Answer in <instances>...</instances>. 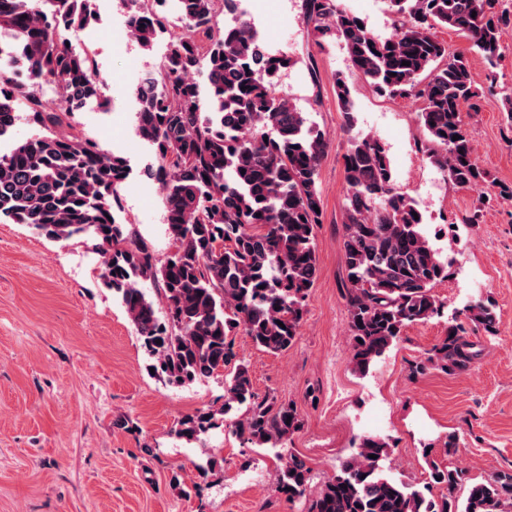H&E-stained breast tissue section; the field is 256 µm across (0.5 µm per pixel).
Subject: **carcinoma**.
<instances>
[{"instance_id": "1", "label": "carcinoma", "mask_w": 512, "mask_h": 512, "mask_svg": "<svg viewBox=\"0 0 512 512\" xmlns=\"http://www.w3.org/2000/svg\"><path fill=\"white\" fill-rule=\"evenodd\" d=\"M168 2L128 0L127 17L139 44L148 47L163 33L169 38L162 65L136 86L135 126L155 155L150 176L164 193L173 252L157 261L116 221L127 161L73 125L83 102L101 97V84L93 57L70 52L59 32L82 31L94 16L93 0H0V40L20 45L30 67L0 64V137L12 132L20 110L38 129L0 153V220L33 225L54 240L90 238L104 258L105 286L125 307L150 367L166 384L186 387L229 370L221 408L184 417L177 437L193 441L226 424L245 443L282 448L300 427L297 410L255 390L234 336L242 331L271 354L297 340L317 273V176L329 141L266 80L290 59L266 54L247 22L219 25L217 5L232 12L234 0H179L173 25L160 10ZM389 3L398 23L385 37L359 27L361 19L336 0H303V9L318 40L344 42L374 92L423 100L418 122L427 157L449 181L484 186L487 174L473 160L463 121L464 109L475 108L470 62L449 52L435 29L463 35L493 67L512 16L492 12L490 0ZM336 82L348 132L354 102L346 77L338 74ZM46 86L61 87L62 96L48 100ZM343 160L350 363L366 373L406 328L443 315L432 289L448 278V264L423 234L415 202L393 187L378 140L351 138ZM147 281L165 304L162 318L143 289ZM466 315L472 330L495 335L491 301L475 302ZM478 356L466 328L451 325L414 373L462 372ZM389 453L384 439L364 437L307 512H512V471L470 484L461 497L462 471L432 462L429 481L417 487L386 473ZM310 480L306 462L291 453L279 469L277 492L300 500Z\"/></svg>"}]
</instances>
